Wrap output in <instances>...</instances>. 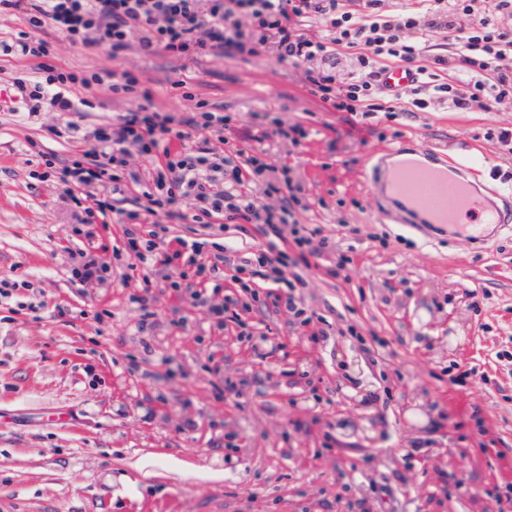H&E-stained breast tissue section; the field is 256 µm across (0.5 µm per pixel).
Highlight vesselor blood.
Returning <instances> with one entry per match:
<instances>
[{"mask_svg": "<svg viewBox=\"0 0 512 512\" xmlns=\"http://www.w3.org/2000/svg\"><path fill=\"white\" fill-rule=\"evenodd\" d=\"M390 193L407 211L423 212L432 223L445 224L472 243H481L488 226L512 225V197L485 201L462 170L439 169L400 157L389 178Z\"/></svg>", "mask_w": 512, "mask_h": 512, "instance_id": "obj_1", "label": "vessel or blood"}]
</instances>
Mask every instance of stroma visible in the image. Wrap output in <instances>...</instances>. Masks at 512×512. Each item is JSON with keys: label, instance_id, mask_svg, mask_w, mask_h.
<instances>
[{"label": "stroma", "instance_id": "35a3bbf8", "mask_svg": "<svg viewBox=\"0 0 512 512\" xmlns=\"http://www.w3.org/2000/svg\"><path fill=\"white\" fill-rule=\"evenodd\" d=\"M39 36L61 70L137 74L155 110L186 119L204 101L231 115L232 138L301 184L298 222L352 264L334 276L327 250L301 267L305 326L232 282L246 253L294 250L291 236L230 224L215 237L230 247L222 289L194 303L180 263L131 268L113 254L118 225L82 224L37 178L43 157L77 154L49 126L89 135L137 99L100 87L67 117L0 105V280L42 305L0 303V512H512V231L472 244L405 214L367 173L368 156L398 146L464 167L492 201L512 196V152L492 136L512 128V104L354 117L268 53L191 61L135 43L83 49L50 27ZM184 77L188 99L172 86ZM277 120L309 138L255 141ZM81 251L108 265L104 281L74 275ZM134 294L148 298L144 330ZM212 304L228 307L223 327ZM264 336L281 351L263 357Z\"/></svg>", "mask_w": 512, "mask_h": 512}]
</instances>
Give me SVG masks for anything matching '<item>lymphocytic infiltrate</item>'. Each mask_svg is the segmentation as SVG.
Returning <instances> with one entry per match:
<instances>
[{"label": "lymphocytic infiltrate", "instance_id": "f902f5d3", "mask_svg": "<svg viewBox=\"0 0 512 512\" xmlns=\"http://www.w3.org/2000/svg\"><path fill=\"white\" fill-rule=\"evenodd\" d=\"M472 2L415 0L408 7L387 8L383 0H363L352 11L344 0H0V14L25 25L14 40L0 42V55L37 59V76L14 78L11 91L23 104H42L61 113L81 111L87 104L74 86L88 90L105 81L97 73L80 78L47 64L49 44L38 36L46 26L73 44L105 45L116 54L135 40L144 50L161 48L188 59L216 49L242 55L267 52L279 62L302 67L310 95L334 110L365 117L388 109L379 91L376 60L393 59L416 74L402 90L415 111L443 104L467 112L482 102L512 100V0H484L478 11ZM312 20L322 24L323 35L305 32L304 23ZM425 32L451 35L456 46L452 58L438 57L433 67L423 66ZM345 58L353 65L348 73L340 67ZM450 62L465 73V88L440 81L438 68ZM230 123L224 113L203 109L185 130L171 113L142 104L122 115L116 129H99L94 144L71 163L58 167L46 161L45 175L63 185L87 218H103L119 182L143 178L127 163L130 148H138L151 168L143 178L146 205L121 214L127 252L146 268L183 259L197 279L191 297L200 303L206 302L210 288L205 273L217 270L223 253L202 260V241L170 237L167 225L149 223L150 215L162 209L168 218H185L206 229L215 218L263 224L277 236L283 225H290L296 254L272 247L243 258L237 270L247 272L254 263L269 269L279 288L274 305L297 311L293 288L301 277L296 270L327 248L328 241L321 238L320 228L297 226L299 187L289 179L288 166L230 143L223 135ZM198 131L218 135V145L199 146L194 138ZM260 191L276 196L277 208L257 204ZM184 201L190 204L186 213L177 209Z\"/></svg>", "mask_w": 512, "mask_h": 512}]
</instances>
